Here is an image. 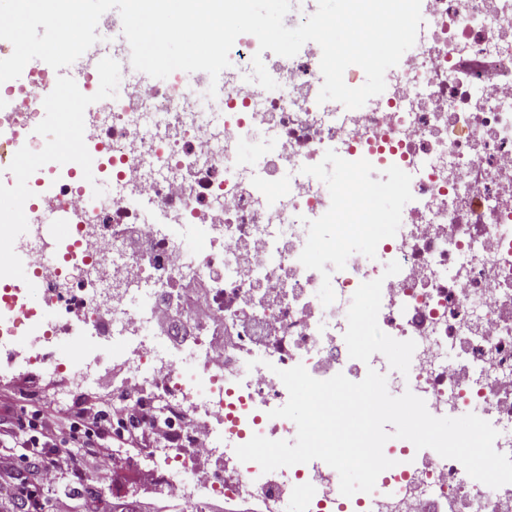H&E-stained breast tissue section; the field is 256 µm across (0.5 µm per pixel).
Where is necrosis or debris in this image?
Masks as SVG:
<instances>
[{
  "instance_id": "1",
  "label": "necrosis or debris",
  "mask_w": 512,
  "mask_h": 512,
  "mask_svg": "<svg viewBox=\"0 0 512 512\" xmlns=\"http://www.w3.org/2000/svg\"><path fill=\"white\" fill-rule=\"evenodd\" d=\"M415 45L360 109L318 103L320 63L266 61L277 89L250 82L259 43L240 35L219 98L178 75L124 85L85 123L93 165L112 184L56 176L45 201L74 226L80 259L26 243L37 302L0 296V358H24L84 412L96 368H124L112 399L157 432L154 447L112 450L143 485L205 512H512L461 463L387 441L394 467L373 493L343 496L324 462L262 472L236 446L292 440L271 417L277 372L358 382L387 360L350 358L347 311L382 279L381 330L416 343L412 391L437 417L474 413L512 455V0H421ZM401 211L384 234L358 224L377 181ZM401 270L384 277L386 265ZM99 278L85 276V269Z\"/></svg>"
}]
</instances>
